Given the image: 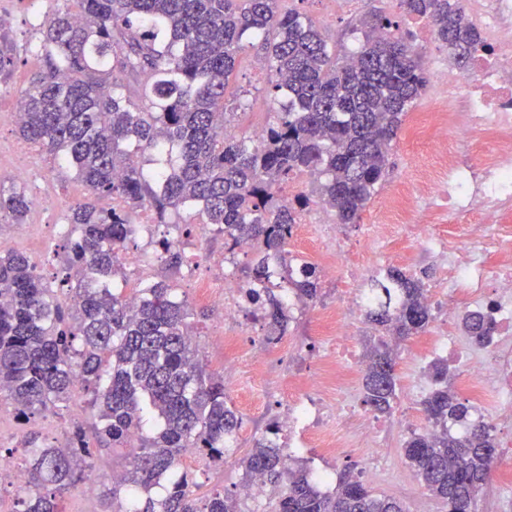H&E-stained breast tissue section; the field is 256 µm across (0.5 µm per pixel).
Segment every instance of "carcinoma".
<instances>
[{"mask_svg": "<svg viewBox=\"0 0 512 512\" xmlns=\"http://www.w3.org/2000/svg\"><path fill=\"white\" fill-rule=\"evenodd\" d=\"M282 0H62L39 28L43 68L20 101L22 140L62 160L90 198L65 216L66 298L20 252L0 254V403L26 421L66 404L79 388L93 412L91 429L76 422L63 445L31 437L12 448L28 475L15 512H65V493L92 479L104 452L130 447V469L103 485L110 512H243L216 491L200 497L184 468L186 450L224 461V440L242 416L228 405L224 377L207 370L194 341L195 310L166 277L131 290L116 286L120 254L133 243V214L149 208L156 223L194 209L224 242L249 240L264 256L242 269L249 281L283 278L296 257L286 250L304 207L277 197L301 173L320 178L318 203L338 224H356L388 164L403 118L426 87L423 59L399 25L375 15L363 40L340 54L311 18ZM402 14L426 21L460 67L487 50L460 0H399ZM258 46L269 72L271 120L262 140L224 135L234 113L226 90L241 55ZM168 156L164 166L146 152ZM119 206L105 209L101 197ZM33 201L23 188L0 184V214L22 222ZM156 259L178 268L183 256L159 242ZM300 299L318 293L315 265L290 281ZM379 298L367 318L407 338L425 332L427 288L416 274L392 268L371 280ZM136 295L130 302L127 292ZM267 335L283 336L288 316L272 291L252 295ZM482 342L490 321L461 317ZM396 360L379 346L364 374L365 403L388 413L396 396ZM435 389L423 401L434 424L465 422L471 406L448 387V363L431 367ZM425 490L448 512H477L498 461L492 429L463 437L414 433L404 443ZM283 449L257 442L244 457L274 495L250 512H405L346 471L321 491L300 464L286 469Z\"/></svg>", "mask_w": 512, "mask_h": 512, "instance_id": "obj_1", "label": "carcinoma"}]
</instances>
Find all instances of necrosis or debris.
Instances as JSON below:
<instances>
[{
  "mask_svg": "<svg viewBox=\"0 0 512 512\" xmlns=\"http://www.w3.org/2000/svg\"><path fill=\"white\" fill-rule=\"evenodd\" d=\"M463 5L478 17L488 50L471 62L472 83H463L453 71H442L441 87L448 94L442 123L466 143L483 135L486 149L476 163L467 157L441 160L386 197L364 244L375 253L378 270L403 263L404 255L389 247L397 229L437 258L446 271L447 298L429 302L440 327L416 342L408 360L410 400L421 398L426 389L425 360L454 354L458 357L455 390L471 400L473 421L504 431L512 428V0H463ZM420 209L436 217L449 213L469 218L466 240L430 234L428 225L415 220ZM296 229L321 244L316 262L320 272L339 270L347 258L342 225L310 213ZM250 249L249 242H238L225 253L218 282L199 286L224 324V370L234 378L245 370L262 377L270 352L266 346L247 353L241 349L240 319L255 309L249 294L264 289L260 283H244L234 273L237 256ZM374 302L371 289L355 288L336 306L321 309L317 369L298 370L279 380V420L288 433L285 465H292L302 448L314 449L325 459L353 448L365 461L361 478L376 476L374 461L383 421L381 413L358 404L361 359L354 324L355 316ZM465 312L492 318L490 344L475 351L452 334L456 317Z\"/></svg>",
  "mask_w": 512,
  "mask_h": 512,
  "instance_id": "4bbe7bcc",
  "label": "necrosis or debris"
}]
</instances>
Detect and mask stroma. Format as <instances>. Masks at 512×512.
I'll use <instances>...</instances> for the list:
<instances>
[{
    "label": "stroma",
    "instance_id": "obj_1",
    "mask_svg": "<svg viewBox=\"0 0 512 512\" xmlns=\"http://www.w3.org/2000/svg\"><path fill=\"white\" fill-rule=\"evenodd\" d=\"M10 10L14 16V25L8 36L13 44L12 63L8 70L0 75V162L11 163L18 151H29V144L20 139L13 114L21 93L30 80L42 68L40 57L29 49L31 19L34 12L50 13L54 0H5L0 5ZM284 9L296 10L308 14L326 32L337 50H344L350 44L349 32L360 21L371 14H381L394 21H402L398 0H352L345 6L336 5L335 0H284ZM413 39L422 51L424 60L429 61L426 68L427 86L413 107V114L433 121L439 110L438 70L449 63L448 52L435 41L432 32L414 33ZM269 75L259 65L254 50H246L240 57L233 80L228 86L226 96L230 106L236 107L237 115L233 122L238 137H248L257 126L266 125L269 119ZM465 143L455 135H448L443 141L431 138L412 141L405 135H398L393 142L386 176L362 212L359 224L350 225L346 246L351 264H358L363 272L362 278L352 277L349 266L341 267L334 278L320 279L316 301H305L301 311L288 325L287 339L292 347L299 349V356L273 350L268 358L265 382L256 385L254 394L249 398L239 397L234 385H227L226 396L230 406L243 417L238 432V453L240 459L231 465L215 466L207 460L196 457L186 460L185 465L193 470L201 491L217 488L226 494L237 495L239 485L245 476L241 462L243 455L255 442L268 436L269 426L277 420V397L271 390V383L289 369L315 368L322 349L321 339L315 333L316 316L321 304L340 298L349 288L366 287L369 278L375 273V265L366 254L361 240L360 224H370L378 217L379 198L390 193L403 180L413 173L434 167L443 155L467 153ZM37 165L46 169L48 188L55 199L52 209L46 211L29 210L24 218L34 231L26 239L12 243L13 251L25 254L38 273L51 285L58 286L61 278V265L55 258V250L61 249L62 242L56 226L61 223L68 207L80 202L87 194L85 186L74 179L72 173L54 169L47 154L35 157ZM186 241L192 242V250L186 251L187 260L196 262L200 278L216 277L219 263L224 258V240L222 236L210 233L201 234L198 225L191 224L184 234ZM150 276L170 278L179 284L181 294L203 316L197 323L196 332L204 361L209 371L215 374L224 372V343L220 335L214 311L200 298L195 289L186 283L182 271L169 270L160 262H152ZM91 424L92 414L87 407L83 391H74L66 409L56 414H46L23 422L16 418L11 405L0 406V448L18 445L25 436L37 437L39 442L63 443L72 421ZM54 423V430H47V423ZM407 433L397 428H388L382 438L378 453L383 459L382 476L370 482V489L378 495L394 499L403 504L406 512H448L441 499L427 493L416 472L404 457L403 444Z\"/></svg>",
    "mask_w": 512,
    "mask_h": 512
}]
</instances>
